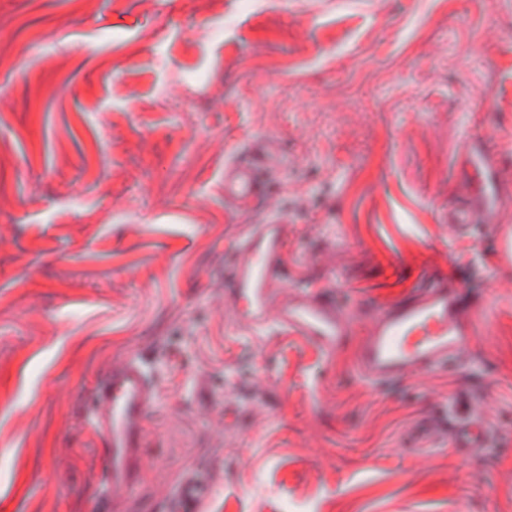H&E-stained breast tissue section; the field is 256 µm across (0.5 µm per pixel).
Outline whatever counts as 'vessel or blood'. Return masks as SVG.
Segmentation results:
<instances>
[{
  "mask_svg": "<svg viewBox=\"0 0 512 512\" xmlns=\"http://www.w3.org/2000/svg\"><path fill=\"white\" fill-rule=\"evenodd\" d=\"M464 178L473 205L457 210L459 224H492L512 208V199L502 189L500 168L480 137H473L467 146ZM261 188L249 167L236 165L224 174L225 196L241 204L251 203ZM286 228L285 220L273 218L238 242L239 259L232 269L231 286L237 322L254 333L282 328L311 342L325 355H333L349 336L350 323L344 306L331 292L298 284L284 304L273 302L274 287L284 279ZM371 319L357 367L362 377L376 385L447 366L469 347L473 336L461 289L442 277L432 279L409 300L374 307ZM157 400L154 383L133 354L114 364L94 388L86 416L109 446L103 498H119L136 481L146 418ZM208 494L203 480H187L177 492L175 512H200Z\"/></svg>",
  "mask_w": 512,
  "mask_h": 512,
  "instance_id": "obj_1",
  "label": "vessel or blood"
}]
</instances>
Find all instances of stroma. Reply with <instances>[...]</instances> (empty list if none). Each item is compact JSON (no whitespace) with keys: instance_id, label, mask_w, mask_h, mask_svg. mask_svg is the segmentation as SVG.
<instances>
[{"instance_id":"obj_1","label":"stroma","mask_w":512,"mask_h":512,"mask_svg":"<svg viewBox=\"0 0 512 512\" xmlns=\"http://www.w3.org/2000/svg\"><path fill=\"white\" fill-rule=\"evenodd\" d=\"M0 0V512H100L86 407L136 354L160 391L109 512H512V210L462 231L481 137L512 192V0ZM265 195L224 198V166ZM288 223L287 284L355 311L345 346L242 329L227 256ZM475 336L379 388L367 310L432 275ZM486 424L471 452L451 443ZM209 494V487L197 478L187 480L176 495V512H199Z\"/></svg>"}]
</instances>
